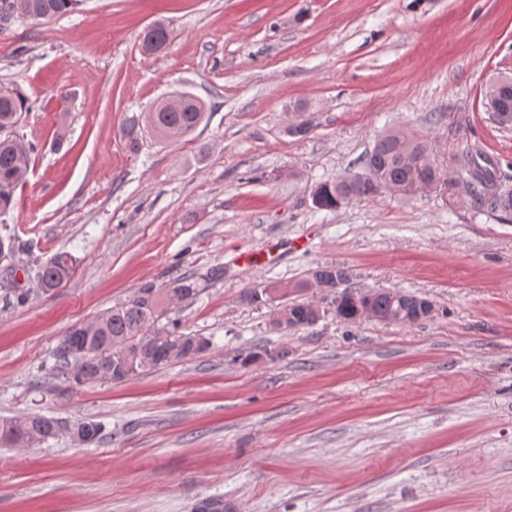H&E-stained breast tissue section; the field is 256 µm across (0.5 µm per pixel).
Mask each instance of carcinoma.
Wrapping results in <instances>:
<instances>
[{
    "mask_svg": "<svg viewBox=\"0 0 512 512\" xmlns=\"http://www.w3.org/2000/svg\"><path fill=\"white\" fill-rule=\"evenodd\" d=\"M24 4L31 19H52L73 10L78 0H0V25L18 16ZM167 29L152 26L145 32L141 47L153 54L169 43ZM483 104L502 127L512 125V77L499 76L486 84ZM31 109L28 98L17 88L0 86V214L12 209L14 193L27 173L33 144L20 134L23 117ZM208 112L205 102L185 92L174 104H155L146 115L126 119L122 133L129 146L139 148L141 124L159 137L177 143L192 134ZM365 173L346 174L316 187L313 203L321 210H336L353 199H366L390 192L409 199L431 187L450 190L463 186L465 203L475 215H512V186L500 182L494 159L482 148L469 147L454 155L451 171L445 173L433 159L429 142L401 129L392 128L377 138L366 155ZM40 273L44 291L58 287L70 277L73 257L57 252L48 261H31ZM312 279L325 288H338L347 279L342 268L322 266L312 271ZM198 295L195 281L178 278L165 288L145 286L127 300L103 312L88 324H74L59 338L53 352V373L76 386L102 382H122L139 372L158 368L173 361L202 354L211 348L205 336L177 332L174 322H162L169 310ZM427 299L399 290L353 292L344 290L336 299V317L353 321L357 307L370 309L380 317H407ZM320 318V310L309 302L284 306L274 319L283 331L309 327ZM61 432V422L40 414H22L0 422V443L14 448H29L54 438ZM102 432L98 422H83L73 434L83 443L95 442Z\"/></svg>",
    "mask_w": 512,
    "mask_h": 512,
    "instance_id": "carcinoma-1",
    "label": "carcinoma"
}]
</instances>
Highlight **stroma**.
<instances>
[{"label":"stroma","instance_id":"stroma-1","mask_svg":"<svg viewBox=\"0 0 512 512\" xmlns=\"http://www.w3.org/2000/svg\"><path fill=\"white\" fill-rule=\"evenodd\" d=\"M158 23L170 42L144 54ZM504 73L512 0H81L0 30V85L31 99L36 147L6 216L29 296L0 289V420L63 425L0 447V512H512V222L436 189L312 203L392 127L443 165L479 144L512 176V127L482 104ZM172 91L208 121L180 143L142 130L132 152L126 118ZM299 104L303 138L286 133ZM60 251L72 274L42 291L28 257ZM325 265L432 313L341 321L311 280ZM186 275L199 294L169 317L209 351L118 383L52 373L71 325ZM246 286L280 293L250 304ZM290 301L316 324L277 329ZM89 420L103 431L83 445L69 430ZM61 432V422L40 414H22L0 422V443L14 448L40 445Z\"/></svg>","mask_w":512,"mask_h":512}]
</instances>
